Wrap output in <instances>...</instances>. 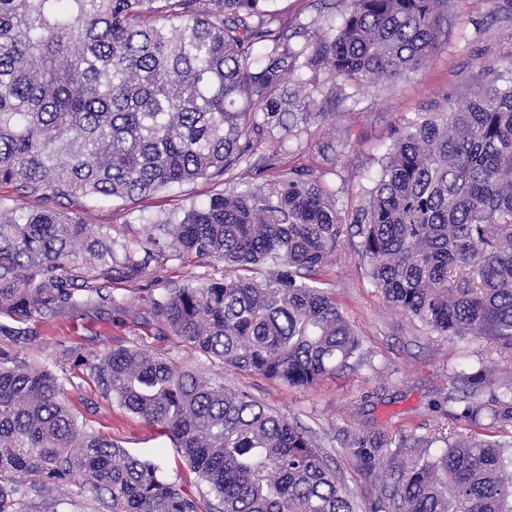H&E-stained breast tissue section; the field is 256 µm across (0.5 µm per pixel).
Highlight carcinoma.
<instances>
[{"label": "carcinoma", "mask_w": 512, "mask_h": 512, "mask_svg": "<svg viewBox=\"0 0 512 512\" xmlns=\"http://www.w3.org/2000/svg\"><path fill=\"white\" fill-rule=\"evenodd\" d=\"M275 0H0V185L54 201L135 200L204 179L221 190L149 220L145 243L92 234L77 211L0 210V512L70 501L78 474L103 512H201L154 461L79 419L59 378L19 356L25 324L115 302L98 281L169 252L217 257L227 274L151 298L173 335L288 387L336 376L356 332L318 286L344 232L387 303L437 336L512 352V53L395 131L351 210L313 169L274 188L224 176L288 133L325 123L283 89L303 69L323 86L396 83L441 46L448 0H344L342 22L292 43ZM145 258H138L139 253ZM258 266L273 268L259 282ZM103 397L157 429L208 488L213 512H355L312 438L243 390L140 347L81 359ZM482 434L354 441L374 474L388 456L394 512H512V387L467 406ZM440 454L405 463L388 448Z\"/></svg>", "instance_id": "obj_1"}]
</instances>
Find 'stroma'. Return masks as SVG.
I'll return each mask as SVG.
<instances>
[{
    "mask_svg": "<svg viewBox=\"0 0 512 512\" xmlns=\"http://www.w3.org/2000/svg\"><path fill=\"white\" fill-rule=\"evenodd\" d=\"M331 2L276 0L275 7L294 27L308 28L333 15ZM450 13L446 44L417 72L393 85L346 89L328 104V121L310 125L299 136L282 137L279 166L267 167L263 154H255L240 169V182L270 189L283 173L310 165L336 189L339 207L361 201L395 129L428 111L444 95L456 93L467 82L476 57L512 50V27L501 23L502 17L512 14V0H452ZM211 191L210 183L199 180L133 201L82 199L75 208L92 232L137 242L147 237L149 219L181 211L205 200ZM357 245V238L346 239L340 260L327 267L324 280L354 326L361 350L339 378L315 387L288 388L215 361L174 336L154 313L150 296L191 279L221 278L224 263L215 257L153 261L134 277L115 269L107 284L115 307L33 321V334L21 355L56 373L69 404L88 424L131 453L159 463L169 480L190 494L199 490L197 479L176 449L142 419L105 401L96 379L81 366V357L137 346L178 367L218 379L226 387L249 392L308 431L353 495L357 512H378L376 493L355 463L354 438L388 433L400 424L414 435L427 436L451 414L458 416L461 429H468L461 416L465 403L490 404L493 390L465 386L459 390L460 402H447L448 373L459 367L475 372L491 349L480 339L427 333L391 308L380 289L365 278Z\"/></svg>",
    "mask_w": 512,
    "mask_h": 512,
    "instance_id": "obj_1",
    "label": "stroma"
}]
</instances>
